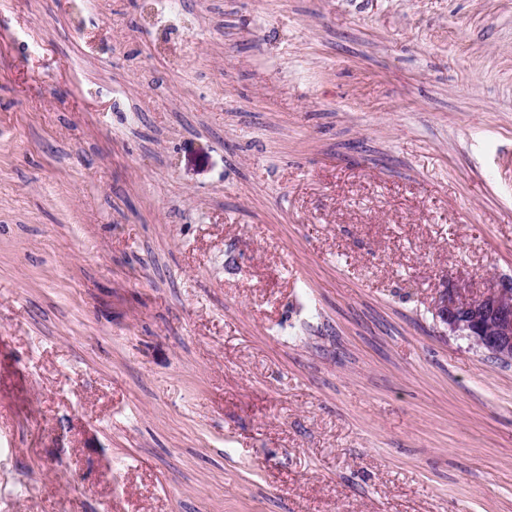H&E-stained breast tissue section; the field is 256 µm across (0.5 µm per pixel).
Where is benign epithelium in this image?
I'll list each match as a JSON object with an SVG mask.
<instances>
[{
	"label": "benign epithelium",
	"instance_id": "7a95c632",
	"mask_svg": "<svg viewBox=\"0 0 512 512\" xmlns=\"http://www.w3.org/2000/svg\"><path fill=\"white\" fill-rule=\"evenodd\" d=\"M435 316L450 334L467 338L501 362L512 361V282L486 294L466 295L443 288Z\"/></svg>",
	"mask_w": 512,
	"mask_h": 512
}]
</instances>
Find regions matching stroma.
Segmentation results:
<instances>
[{
  "label": "stroma",
  "mask_w": 512,
  "mask_h": 512,
  "mask_svg": "<svg viewBox=\"0 0 512 512\" xmlns=\"http://www.w3.org/2000/svg\"><path fill=\"white\" fill-rule=\"evenodd\" d=\"M512 0H0V512H512ZM435 316L450 334L467 338L501 362L512 361V282L486 294L466 295L443 288Z\"/></svg>",
  "instance_id": "obj_1"
}]
</instances>
